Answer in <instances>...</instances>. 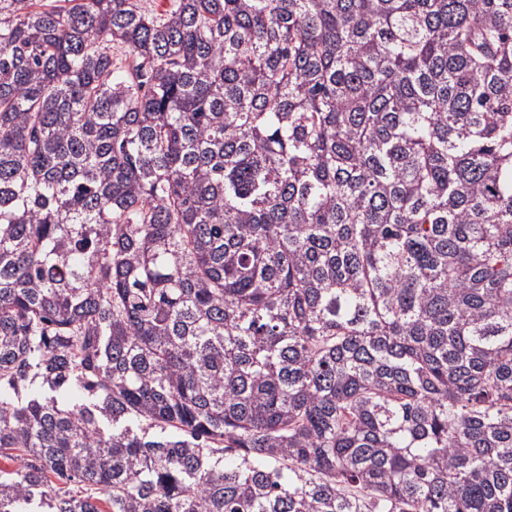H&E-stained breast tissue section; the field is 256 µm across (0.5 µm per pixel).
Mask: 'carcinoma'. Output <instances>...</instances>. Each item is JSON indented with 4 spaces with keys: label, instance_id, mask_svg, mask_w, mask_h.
Instances as JSON below:
<instances>
[{
    "label": "carcinoma",
    "instance_id": "cac0c4a2",
    "mask_svg": "<svg viewBox=\"0 0 512 512\" xmlns=\"http://www.w3.org/2000/svg\"><path fill=\"white\" fill-rule=\"evenodd\" d=\"M0 512H512V0H0Z\"/></svg>",
    "mask_w": 512,
    "mask_h": 512
}]
</instances>
